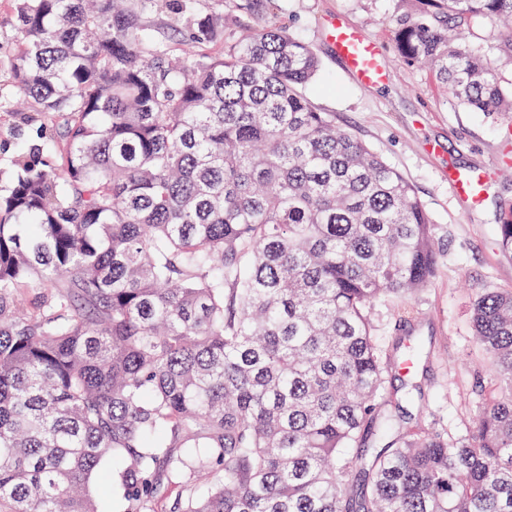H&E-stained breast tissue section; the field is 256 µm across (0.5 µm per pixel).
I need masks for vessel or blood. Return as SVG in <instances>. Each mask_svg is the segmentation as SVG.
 <instances>
[{
  "label": "vessel or blood",
  "mask_w": 512,
  "mask_h": 512,
  "mask_svg": "<svg viewBox=\"0 0 512 512\" xmlns=\"http://www.w3.org/2000/svg\"><path fill=\"white\" fill-rule=\"evenodd\" d=\"M327 37L345 65L348 77L364 88L384 86L388 72L382 59L379 43L363 28L334 17L328 22ZM497 174L496 167L482 169L478 175L449 173V191L458 197L478 201L483 186L491 184Z\"/></svg>",
  "instance_id": "obj_1"
}]
</instances>
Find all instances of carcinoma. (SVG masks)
Here are the masks:
<instances>
[{"mask_svg": "<svg viewBox=\"0 0 512 512\" xmlns=\"http://www.w3.org/2000/svg\"><path fill=\"white\" fill-rule=\"evenodd\" d=\"M14 2L9 80L54 133L0 169V512H156L165 483L169 512H512V290L473 305L500 385L471 438L389 415L369 310L430 283L432 220L307 97L274 0ZM416 2L402 61L511 117L461 31L512 48V0Z\"/></svg>", "mask_w": 512, "mask_h": 512, "instance_id": "1", "label": "carcinoma"}]
</instances>
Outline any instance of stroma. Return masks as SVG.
Instances as JSON below:
<instances>
[{"mask_svg":"<svg viewBox=\"0 0 512 512\" xmlns=\"http://www.w3.org/2000/svg\"><path fill=\"white\" fill-rule=\"evenodd\" d=\"M408 0H273L264 21H274L311 44L321 73L309 93L338 127L355 135L412 184L432 218L441 248L430 284L407 298L390 297L370 310L382 349L422 337L427 354L417 372L394 371L392 385L411 424L443 428L448 439L469 438L480 398L477 385L491 386L486 352L474 340L471 317L476 295L512 290V255L500 250L495 225L502 205L512 203V120L460 106L426 69L405 65L394 47V22ZM340 16L365 29L383 49L386 85L362 89L346 75L325 38L327 19ZM503 32L478 24L472 46L498 64L504 87H512V52ZM498 164L499 177L479 203L448 191V172L470 173ZM422 393L425 404L404 402Z\"/></svg>","mask_w":512,"mask_h":512,"instance_id":"1","label":"stroma"}]
</instances>
